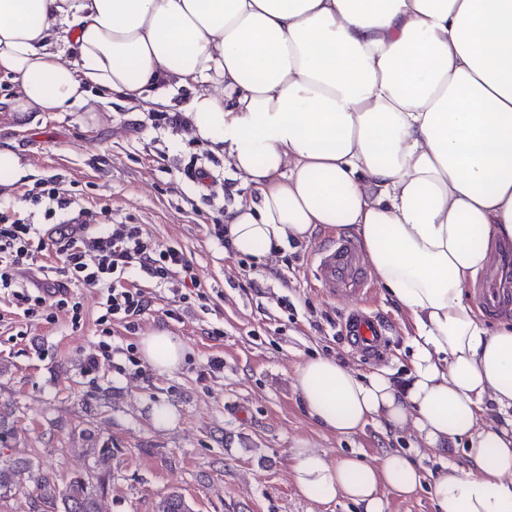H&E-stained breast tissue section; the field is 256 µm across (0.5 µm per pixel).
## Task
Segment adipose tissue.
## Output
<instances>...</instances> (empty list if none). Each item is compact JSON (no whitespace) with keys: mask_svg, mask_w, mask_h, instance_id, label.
I'll use <instances>...</instances> for the list:
<instances>
[{"mask_svg":"<svg viewBox=\"0 0 512 512\" xmlns=\"http://www.w3.org/2000/svg\"><path fill=\"white\" fill-rule=\"evenodd\" d=\"M0 74L7 112H182L251 188L224 217L237 255L354 232L413 318L411 369L306 358V413L465 446L473 470L433 479L437 512H512V320L487 326L465 299L512 243V0H0ZM141 352L161 373L184 359L164 330ZM292 460L304 498L364 512L419 484L397 451L374 466L300 440Z\"/></svg>","mask_w":512,"mask_h":512,"instance_id":"adipose-tissue-1","label":"adipose tissue"}]
</instances>
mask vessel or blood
<instances>
[{
  "instance_id": "1",
  "label": "vessel or blood",
  "mask_w": 512,
  "mask_h": 512,
  "mask_svg": "<svg viewBox=\"0 0 512 512\" xmlns=\"http://www.w3.org/2000/svg\"><path fill=\"white\" fill-rule=\"evenodd\" d=\"M312 278L330 299L340 302L345 313L342 332L351 347L364 355L380 351L386 342L389 324L369 310L376 283L355 239L336 236L317 246L310 260ZM512 252L493 256L486 269L485 284L478 291V302L489 313H496L512 303Z\"/></svg>"
}]
</instances>
